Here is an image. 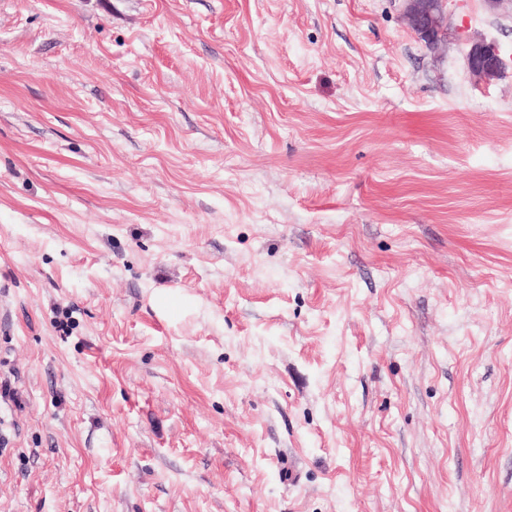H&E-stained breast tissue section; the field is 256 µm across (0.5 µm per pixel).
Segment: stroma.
Masks as SVG:
<instances>
[{"mask_svg": "<svg viewBox=\"0 0 512 512\" xmlns=\"http://www.w3.org/2000/svg\"><path fill=\"white\" fill-rule=\"evenodd\" d=\"M448 16L0 0V512H512V0ZM409 28L432 49L446 38L448 12L446 0H399ZM467 62L471 73L485 81L497 78L504 69L498 49L484 42H476L470 46Z\"/></svg>", "mask_w": 512, "mask_h": 512, "instance_id": "1", "label": "stroma"}]
</instances>
